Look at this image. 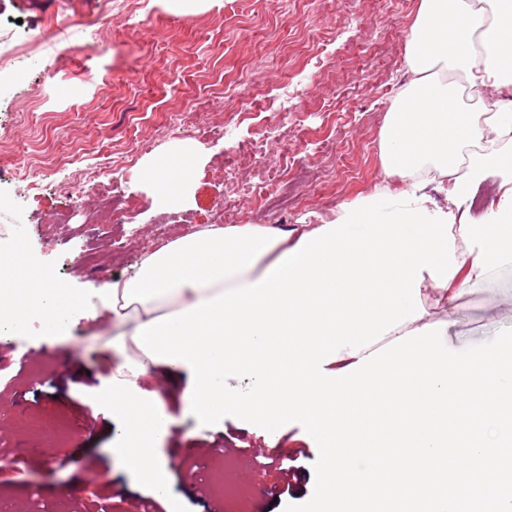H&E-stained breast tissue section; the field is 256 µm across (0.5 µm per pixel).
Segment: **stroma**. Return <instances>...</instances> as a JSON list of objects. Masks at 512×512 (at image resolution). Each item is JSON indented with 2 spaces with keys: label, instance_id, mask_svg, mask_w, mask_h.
Here are the masks:
<instances>
[{
  "label": "stroma",
  "instance_id": "1",
  "mask_svg": "<svg viewBox=\"0 0 512 512\" xmlns=\"http://www.w3.org/2000/svg\"><path fill=\"white\" fill-rule=\"evenodd\" d=\"M420 0H136L115 17L98 0H0V31L32 38L43 51L0 70V195L12 200V235L28 257L76 290L135 275L141 257L184 235L249 214L219 215L233 181L258 183L285 157L306 171L303 204L270 223L325 224L366 196L397 197L406 185L386 175L380 138L386 117L413 74L407 40ZM296 139L270 140L266 164L227 176L235 149L283 125ZM223 135H210L213 126ZM331 153H322L323 144ZM194 152L193 177L177 201L143 173L161 154ZM112 164V185L140 209L125 226L130 249L91 275L77 265L82 237L48 228L57 209H85L103 189L82 169ZM39 178L41 188L29 186ZM69 181L73 199L55 191ZM446 185L425 184L431 210L452 224L487 220L505 204L498 178L473 200L453 202ZM449 345L467 348L512 329V259L469 283L437 316ZM73 338L17 339L0 345V512H239L225 482L245 485L249 512H285L308 502L318 451L303 447L302 425L278 442L237 417L203 425L177 395L158 453L170 463L169 504L109 454L122 423L112 406H90L112 375L116 331L75 317ZM193 456H185L187 445Z\"/></svg>",
  "mask_w": 512,
  "mask_h": 512
}]
</instances>
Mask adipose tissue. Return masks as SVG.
Returning <instances> with one entry per match:
<instances>
[{
	"label": "adipose tissue",
	"instance_id": "ef3b65f1",
	"mask_svg": "<svg viewBox=\"0 0 512 512\" xmlns=\"http://www.w3.org/2000/svg\"><path fill=\"white\" fill-rule=\"evenodd\" d=\"M511 43L512 0H421L408 39V61L416 78L392 105L381 138L388 174L407 179L436 171L450 178L451 193L458 199L491 176L512 185V103L482 98L470 104L463 95L467 89L512 83ZM442 71L451 74V81L439 79ZM489 130L498 135L491 150L461 161L463 147ZM195 164L188 153L162 155L144 177L174 198L180 185L170 180V172L189 173ZM312 230L309 224L294 229L245 225L180 237L145 254L135 276L96 288L95 307L85 306L81 294L56 281L46 268L27 261L0 265V342L27 335L34 324L41 336L63 339L76 310L91 320L106 310L122 329L112 342L117 354L112 384L98 395L123 422L124 445L115 454L156 499L167 500L169 465L157 455L169 425L160 409L162 394L167 387L186 391L190 373L182 363L147 357L133 340L138 326L258 281ZM457 233L459 274L442 288L432 279L423 280V323H431L449 297L461 295L463 284L483 278L503 253L496 238L479 233L477 225H458Z\"/></svg>",
	"mask_w": 512,
	"mask_h": 512
}]
</instances>
